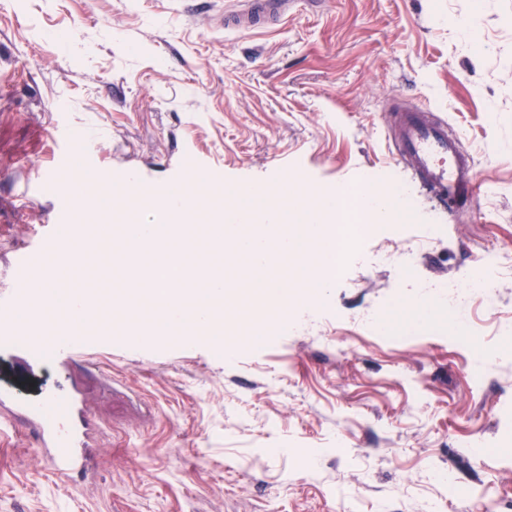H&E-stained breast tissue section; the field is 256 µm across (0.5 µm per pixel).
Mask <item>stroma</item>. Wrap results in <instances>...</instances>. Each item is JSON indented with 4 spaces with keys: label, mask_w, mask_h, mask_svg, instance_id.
Instances as JSON below:
<instances>
[{
    "label": "stroma",
    "mask_w": 512,
    "mask_h": 512,
    "mask_svg": "<svg viewBox=\"0 0 512 512\" xmlns=\"http://www.w3.org/2000/svg\"><path fill=\"white\" fill-rule=\"evenodd\" d=\"M218 0H0V296L14 254L53 234L60 184L145 169L178 185L185 159L225 211L243 188L410 184L391 157L396 111L425 103L475 161L482 192L455 223L358 237L311 322L238 339L118 337L68 377L99 451L60 477L31 436L0 431V512H457L512 497V261L495 310L467 319L421 282L512 258V0H324L228 34ZM476 27L478 47L464 32ZM482 363H474L475 354ZM63 377L0 389L40 404ZM451 470L453 484L438 474Z\"/></svg>",
    "instance_id": "35a3bbf8"
}]
</instances>
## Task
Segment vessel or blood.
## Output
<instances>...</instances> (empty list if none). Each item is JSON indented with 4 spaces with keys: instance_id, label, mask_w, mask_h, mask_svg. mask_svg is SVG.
I'll use <instances>...</instances> for the list:
<instances>
[{
    "instance_id": "b4317fda",
    "label": "vessel or blood",
    "mask_w": 512,
    "mask_h": 512,
    "mask_svg": "<svg viewBox=\"0 0 512 512\" xmlns=\"http://www.w3.org/2000/svg\"><path fill=\"white\" fill-rule=\"evenodd\" d=\"M296 4L297 0H230L224 7V27H267L292 14ZM394 144L396 161L410 170L442 213L450 216L459 203L476 202L480 185L474 159L445 118L423 104L403 109ZM112 186L129 197H149L158 191L150 175L137 171L113 173ZM98 266L94 258L83 262L69 291L72 307L50 311L41 324L29 328L24 324L25 313L45 306L42 290L29 283L31 274L37 271L46 280L58 281L65 279L66 272L48 258L45 247L16 253L12 273L18 286L0 300V348L14 353L26 367L50 360L65 371L80 352L111 345L112 329L105 320L112 303L93 287ZM4 426L31 434L36 454L49 470L62 476L83 472L89 450L96 444L88 403L67 383L52 390L40 405L21 402L13 391L1 390L0 428Z\"/></svg>"
}]
</instances>
